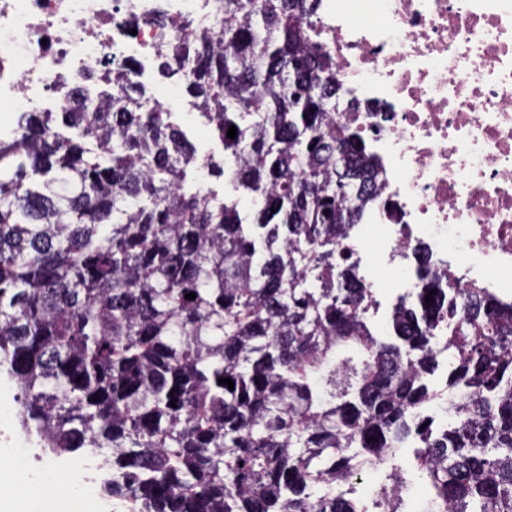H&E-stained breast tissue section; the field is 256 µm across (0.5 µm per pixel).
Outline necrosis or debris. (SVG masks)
<instances>
[{"instance_id":"necrosis-or-debris-1","label":"necrosis or debris","mask_w":512,"mask_h":512,"mask_svg":"<svg viewBox=\"0 0 512 512\" xmlns=\"http://www.w3.org/2000/svg\"><path fill=\"white\" fill-rule=\"evenodd\" d=\"M214 0H0V112L55 110L90 71L146 65ZM319 44L349 89L378 201L344 246L512 302V0H319ZM169 22L161 25L158 14Z\"/></svg>"}]
</instances>
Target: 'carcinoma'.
<instances>
[{
    "instance_id": "carcinoma-1",
    "label": "carcinoma",
    "mask_w": 512,
    "mask_h": 512,
    "mask_svg": "<svg viewBox=\"0 0 512 512\" xmlns=\"http://www.w3.org/2000/svg\"><path fill=\"white\" fill-rule=\"evenodd\" d=\"M314 2L222 0L157 51L219 159L146 111L133 64L0 135V374L19 426L56 456L102 455L128 512H398L356 485L382 464L405 487L409 444L421 512H512V303H446L421 265L392 338L372 331L339 242L376 162L332 116L343 86L308 49ZM203 171L236 196L188 190Z\"/></svg>"
}]
</instances>
